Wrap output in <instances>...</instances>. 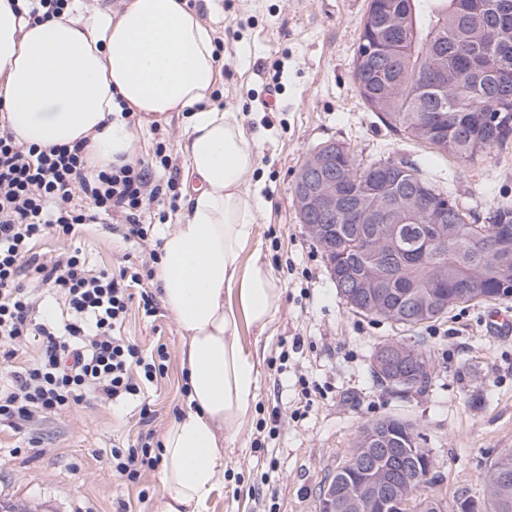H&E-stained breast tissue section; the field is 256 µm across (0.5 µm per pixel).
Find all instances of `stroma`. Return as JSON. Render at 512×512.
Here are the masks:
<instances>
[{
	"label": "stroma",
	"mask_w": 512,
	"mask_h": 512,
	"mask_svg": "<svg viewBox=\"0 0 512 512\" xmlns=\"http://www.w3.org/2000/svg\"><path fill=\"white\" fill-rule=\"evenodd\" d=\"M370 0H193L223 40L217 99L244 111L260 140L255 178L266 200L257 218L261 255L284 288L280 313L263 336L242 329L256 350L260 386L253 420L224 451V484L208 512H317L328 482L362 425L384 417L413 424L438 461L430 494L456 512L457 499L483 496V475L512 448V335L488 323L512 313V297L451 308L412 329L357 313L340 298L326 261L295 206L294 181L307 158L335 141L358 158L407 162L476 217L512 206V148L470 164L400 138L362 99L354 52ZM93 270L149 261L154 237L125 241L118 224H90L73 240ZM154 316L132 305L124 332L146 353L164 352V374L140 397L36 418L0 422V512H155L158 470L132 484L116 476L111 449L163 434L179 409V331L153 281L134 287ZM417 338L435 365L426 389L379 385L376 347ZM149 417H142V405Z\"/></svg>",
	"instance_id": "stroma-1"
}]
</instances>
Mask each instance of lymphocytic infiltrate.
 I'll return each mask as SVG.
<instances>
[{
    "label": "lymphocytic infiltrate",
    "instance_id": "f902f5d3",
    "mask_svg": "<svg viewBox=\"0 0 512 512\" xmlns=\"http://www.w3.org/2000/svg\"><path fill=\"white\" fill-rule=\"evenodd\" d=\"M86 142L41 148L18 143L0 109V353L13 365L0 382V419L18 425L94 401L119 404L140 394L161 369L121 328L133 300L130 277L91 273L80 249L36 253L46 235L74 237L79 226L120 216L127 238H145L144 218L155 202L177 209L176 179L157 184L169 169L165 143L152 158L87 175ZM62 296L67 316L42 304L43 291ZM41 340L38 358L16 364L28 338Z\"/></svg>",
    "mask_w": 512,
    "mask_h": 512
}]
</instances>
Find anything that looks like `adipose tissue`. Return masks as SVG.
<instances>
[{
    "mask_svg": "<svg viewBox=\"0 0 512 512\" xmlns=\"http://www.w3.org/2000/svg\"><path fill=\"white\" fill-rule=\"evenodd\" d=\"M215 32L185 0H124L120 9L69 0L28 24L0 0V106L18 142L88 139L90 170L135 160L128 120L186 116L178 144L183 192L176 223L159 224L153 282L181 339L184 391L162 437L155 512H205L224 481V449L254 413L259 361L240 336L264 333L285 290L253 252L264 205L247 190L260 143L242 113L215 103L223 82Z\"/></svg>",
    "mask_w": 512,
    "mask_h": 512,
    "instance_id": "ef3b65f1",
    "label": "adipose tissue"
}]
</instances>
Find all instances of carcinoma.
Wrapping results in <instances>:
<instances>
[{
	"label": "carcinoma",
	"mask_w": 512,
	"mask_h": 512,
	"mask_svg": "<svg viewBox=\"0 0 512 512\" xmlns=\"http://www.w3.org/2000/svg\"><path fill=\"white\" fill-rule=\"evenodd\" d=\"M360 93L382 123L422 143H437L464 162L488 159L512 140V0H375L363 21L354 56ZM336 178L342 206L331 223L338 227L336 249L346 264L362 273L359 289L387 292L385 307L363 314L416 326L436 321L459 304L497 300L505 290L489 249L472 242L458 218L457 198L392 157L369 163L336 144ZM422 183L448 209L442 234L427 252L393 240L386 225H400L401 238L429 233L432 215L415 208L413 187ZM512 225V208L490 210L488 223L474 224L475 235L489 237ZM443 263L448 281L430 287V268ZM434 372L431 357L418 367L399 365L392 377L372 370L383 384L402 392L426 387ZM391 432L421 448L422 435L399 418L373 421L359 431L354 447L370 435ZM366 474L339 465L329 476L328 492L345 500ZM399 479L412 496L425 495L430 480L412 473ZM485 512H512V449L484 473Z\"/></svg>",
	"instance_id": "obj_1"
}]
</instances>
